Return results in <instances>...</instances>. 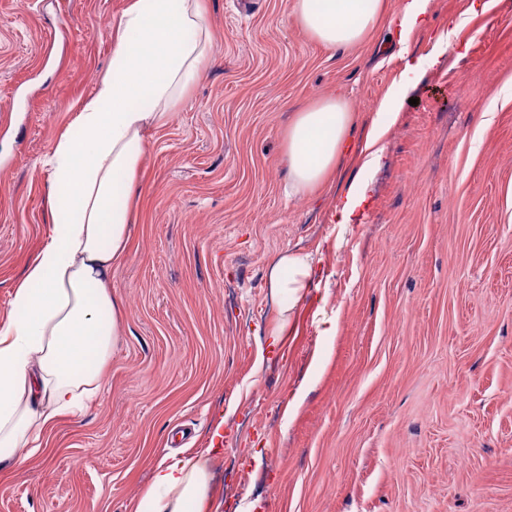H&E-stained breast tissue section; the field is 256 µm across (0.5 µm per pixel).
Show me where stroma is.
<instances>
[{"label":"stroma","mask_w":512,"mask_h":512,"mask_svg":"<svg viewBox=\"0 0 512 512\" xmlns=\"http://www.w3.org/2000/svg\"><path fill=\"white\" fill-rule=\"evenodd\" d=\"M470 2L430 0L407 42L383 28L330 51L291 0H205L209 64L148 148L112 276L108 382L0 472V512H132L178 450L208 453L209 512H512V0L492 17ZM128 4L0 0V317L49 222L42 161L108 70ZM461 20L466 55L403 80L400 48L427 54ZM391 91L371 206L335 223ZM331 95L354 148L321 190L289 195L288 124ZM298 250L315 276L272 348L270 272ZM219 414L236 441L214 452ZM399 100L400 96L393 93L385 96L377 103L367 147L374 146L384 134L385 129L395 122L399 112H394L393 104Z\"/></svg>","instance_id":"obj_1"}]
</instances>
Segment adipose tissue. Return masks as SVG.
Here are the masks:
<instances>
[{"mask_svg": "<svg viewBox=\"0 0 512 512\" xmlns=\"http://www.w3.org/2000/svg\"><path fill=\"white\" fill-rule=\"evenodd\" d=\"M428 10L429 0H406L398 14L387 0L291 4L295 21L328 49L355 47L386 25L422 27ZM208 39L204 0H130L115 25L110 69L44 161L50 221L0 318V470L21 465L19 449L42 448L44 436L83 413L107 380L123 315L111 281L127 254L138 176L157 129L205 68ZM397 100L393 93L376 105L374 147L340 197L336 223H357L365 213L384 160L376 143L397 118ZM354 126L340 97L296 112L286 140L292 191L314 192L335 176ZM276 269L273 288L286 315L306 299L314 264L292 252ZM210 482L204 457L165 454L134 512H206Z\"/></svg>", "mask_w": 512, "mask_h": 512, "instance_id": "ef3b65f1", "label": "adipose tissue"}]
</instances>
